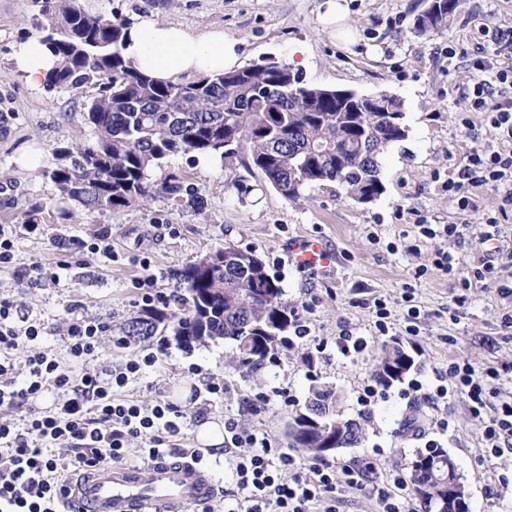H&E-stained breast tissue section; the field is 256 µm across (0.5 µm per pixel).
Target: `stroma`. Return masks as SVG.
<instances>
[{"label":"stroma","instance_id":"1","mask_svg":"<svg viewBox=\"0 0 512 512\" xmlns=\"http://www.w3.org/2000/svg\"><path fill=\"white\" fill-rule=\"evenodd\" d=\"M93 15L152 17L174 21L192 32L219 27L240 42L243 63L264 59L289 61L290 49L305 47L307 62L298 74L305 84L350 89L361 94L381 91L404 102V140L382 156L383 194L368 204L346 199L335 183L306 189L296 200L276 192L259 174L241 163L226 166L188 155L170 157L153 169L151 180L171 173L185 187L202 195L203 208L187 199L156 196L145 205L112 213L83 211L62 200L45 170L57 163L56 148L86 142L92 129L86 123L83 100L93 97L88 87L78 97L64 88L30 86L12 60L19 43L40 37L45 22L44 0H0V225H10L18 264L54 267L70 265L60 285L28 288L0 273V297L10 299L30 316L44 320L42 345L63 352V324L71 305L83 315L108 322L101 351L111 362L136 358L141 345L118 344L125 323L142 311L136 285L142 275L140 258L163 272L160 288H175L182 269L201 254L224 244L255 251L270 274L279 278L284 297L303 307L311 339L295 340L279 349L278 366L264 365L243 372L230 343L218 339L190 349L165 335L168 355L157 369L132 385L129 395L143 403L157 398L186 406L191 383L185 369L199 366L204 374L223 378L233 390L212 411L213 418L232 413L243 424L279 447L288 445V424L303 404L313 382L332 385L336 409L361 422L359 444L339 449L336 465L375 462L379 478L403 471L405 459L432 444L448 451L470 492L469 512H512V496L500 497V479L512 483V450L486 459L482 418L472 416L466 396L452 393L439 403L427 394L449 385L448 365L469 359L480 368L502 374L501 395L512 396V296L498 287L512 285V267L496 270L482 288L467 290L464 306L453 297L456 282L434 269L436 252L455 255L463 268L476 265L489 246L478 234L464 239H427L415 226L418 217L432 224H452L466 218L482 223L496 211L495 192L475 193L467 213L442 191V181L456 177L466 150L494 137L481 115L469 113L465 92L477 73L469 66L480 24L512 27V0H460L447 29L420 33L416 18L425 0H346L348 22L359 35L346 45L322 32L318 13L323 0H76ZM467 49V57H448V46ZM40 212H33L34 204ZM35 224H28V217ZM111 230L117 262L104 265L90 253L61 255L54 239L76 235L91 238L101 227ZM322 237L336 255L321 270L294 267L288 260L291 243L303 237ZM425 275H418V268ZM414 289L421 310L420 332L400 336L414 359L403 381L379 387L371 407L358 396L373 383L376 353L385 337L374 326L373 301L396 303L403 285ZM368 341L358 356L337 353L342 328ZM328 342L316 352L315 338ZM282 389L283 394L251 412L247 400L260 392ZM446 417L448 429L434 426Z\"/></svg>","mask_w":512,"mask_h":512}]
</instances>
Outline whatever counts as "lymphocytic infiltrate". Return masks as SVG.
I'll list each match as a JSON object with an SVG mask.
<instances>
[{
	"label": "lymphocytic infiltrate",
	"mask_w": 512,
	"mask_h": 512,
	"mask_svg": "<svg viewBox=\"0 0 512 512\" xmlns=\"http://www.w3.org/2000/svg\"><path fill=\"white\" fill-rule=\"evenodd\" d=\"M477 33L487 44L471 67L478 77L467 93L470 111L482 114L497 140L493 148H470L457 179L443 183L460 211H467L473 192H498L503 206L512 207V66L499 59L512 55V28L480 25ZM483 242L494 248L481 268L463 275L455 256L440 252L437 270L459 280L463 290L478 287L496 262L512 265V251L499 247L497 216H486L479 231ZM0 269L12 271L18 282L31 287L60 284L67 264L47 269L38 264L23 267L15 261L12 232L0 226ZM410 286L400 295L401 314H394L384 299L373 302L374 326L379 335L403 330L414 336L420 309L413 303ZM108 324L73 313L64 324L66 354L58 356L41 349L46 326L40 319L22 313L9 299L0 298V512H59L69 477L94 467L122 465L128 460L154 462L178 456L197 460L196 449L179 448L176 438L189 421H204L216 401L231 387L210 376L204 390H193L196 405L185 411L159 398L144 404L127 398L129 384L154 368L167 355L165 342L149 352L115 365L101 364V338ZM451 386H439L435 396L449 391L467 395L474 416L484 417L483 440L487 458L500 457L512 446V400L501 402L486 414L497 369L477 370L466 359L451 363ZM51 393L50 406L36 401ZM224 454L230 463L234 488L225 494L224 512H340L337 503L342 485L365 487L376 484L373 467H344L326 463L305 464L287 449L243 426L234 416L224 418Z\"/></svg>",
	"instance_id": "f902f5d3"
}]
</instances>
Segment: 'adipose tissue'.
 Here are the masks:
<instances>
[{"mask_svg":"<svg viewBox=\"0 0 512 512\" xmlns=\"http://www.w3.org/2000/svg\"><path fill=\"white\" fill-rule=\"evenodd\" d=\"M124 55L150 76L175 82L187 74L201 75L239 67V42L223 30L193 33L174 22L144 19L131 25ZM29 85H42L55 58L32 38L20 43L13 56Z\"/></svg>","mask_w":512,"mask_h":512,"instance_id":"1","label":"adipose tissue"}]
</instances>
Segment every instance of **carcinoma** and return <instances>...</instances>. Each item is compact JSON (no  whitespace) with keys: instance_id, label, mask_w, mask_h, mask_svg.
Masks as SVG:
<instances>
[{"instance_id":"1","label":"carcinoma","mask_w":512,"mask_h":512,"mask_svg":"<svg viewBox=\"0 0 512 512\" xmlns=\"http://www.w3.org/2000/svg\"><path fill=\"white\" fill-rule=\"evenodd\" d=\"M460 0H433L417 17L422 32L448 27ZM48 25L42 42L57 58L46 86L76 95L98 85L85 119L93 138L75 148L55 150L56 166L43 172L63 199L101 213L130 208L156 196L185 191L173 173L153 182L149 173L169 157L214 156L257 171L280 195L299 198L315 185L335 182L350 200L364 204L383 194L380 159L406 137L402 100L387 92L367 99L352 93L305 85L280 61L249 64L221 74L161 82L136 69L123 55L131 20L94 16L71 0H45ZM232 253L235 262H224ZM186 293L182 313L148 309L125 328L129 344L169 331L191 348L224 339L236 351L237 363L251 371L285 345L293 325V307L283 299L279 280L248 249L219 246L199 256L180 274ZM403 345L384 344L374 379L385 386L401 381L414 365L403 362ZM311 404L297 409L288 426L289 445L325 460L312 445L317 431L300 428L303 415L330 402L324 424L346 448L358 444L363 428L336 413V392L314 386ZM443 448L420 451L409 460L408 478L423 512H453L448 479L464 481L459 469H448Z\"/></svg>"}]
</instances>
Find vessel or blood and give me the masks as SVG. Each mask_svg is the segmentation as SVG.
<instances>
[{
    "label": "vessel or blood",
    "mask_w": 512,
    "mask_h": 512,
    "mask_svg": "<svg viewBox=\"0 0 512 512\" xmlns=\"http://www.w3.org/2000/svg\"><path fill=\"white\" fill-rule=\"evenodd\" d=\"M290 259L301 267L326 266L332 256L321 239L296 241ZM205 465L175 459L140 466H103L70 480L65 512H189L216 492Z\"/></svg>",
    "instance_id": "vessel-or-blood-1"
}]
</instances>
